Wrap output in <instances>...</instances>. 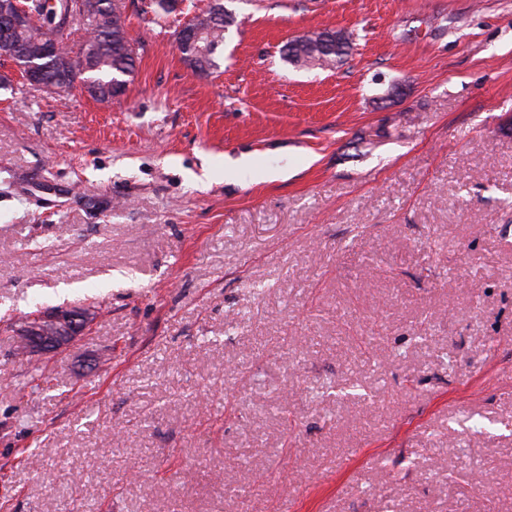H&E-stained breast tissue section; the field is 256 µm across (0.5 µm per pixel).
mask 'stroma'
<instances>
[{"mask_svg": "<svg viewBox=\"0 0 512 512\" xmlns=\"http://www.w3.org/2000/svg\"><path fill=\"white\" fill-rule=\"evenodd\" d=\"M208 3L109 103L0 51V512H512V0H224L200 77ZM215 6L209 7L207 11L201 14H195L190 20L186 23L188 27L196 26L198 29L203 31V36L201 32L195 28H187L186 26H182L178 32V39L183 42H188L190 44L198 41L202 37V41L199 43L198 48L191 47L186 44H179V50L182 55V60L195 69L203 70V60L207 61L208 58L205 57L206 52L210 45L218 44L219 46L224 42V32L228 26L233 22V18L225 11V14L231 18L226 22L224 18V4H222L223 0H216ZM218 1L220 4H218ZM223 5V6H218ZM219 7L223 10L221 17H216L213 15L214 8ZM193 56V59L190 57ZM346 47L348 50H336L327 45L321 35L304 34L289 41L284 49V56L288 62L296 65L316 64L324 67L335 66L342 62L351 50L350 39L346 36ZM294 44V46H290ZM33 319L37 324L49 323L51 328L35 330L25 334L28 336H17L18 346L26 347V351L36 347V350L43 349L45 352H58L71 345L90 323L88 313L67 309L44 312L41 316Z\"/></svg>", "mask_w": 512, "mask_h": 512, "instance_id": "1", "label": "stroma"}]
</instances>
